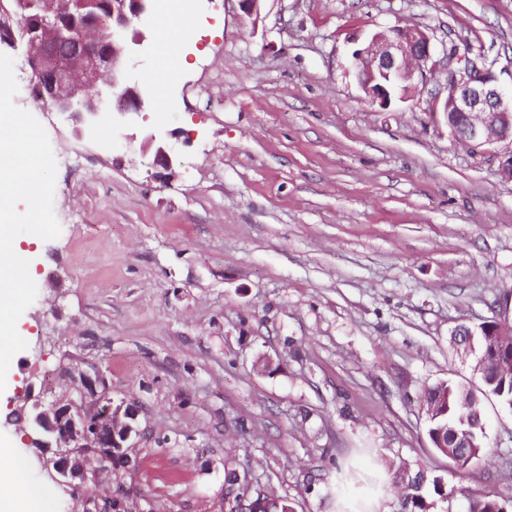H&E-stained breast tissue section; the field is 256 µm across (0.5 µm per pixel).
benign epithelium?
Here are the masks:
<instances>
[{
	"label": "benign epithelium",
	"mask_w": 512,
	"mask_h": 512,
	"mask_svg": "<svg viewBox=\"0 0 512 512\" xmlns=\"http://www.w3.org/2000/svg\"><path fill=\"white\" fill-rule=\"evenodd\" d=\"M152 2L133 0L134 8L128 13L125 0H114L112 23L105 28L95 17L73 16L58 0H45L44 16L36 25L21 11L8 17L10 30L26 38L27 63L51 110L69 115L77 124L111 108L115 97L124 103L122 113L144 111L145 102L127 83L125 71L131 46L144 39L133 28V20L148 15ZM57 41L75 43L76 56L65 63L58 61L49 52ZM431 58L426 32L392 27L373 34L354 50L352 65L369 102L386 109L395 96L406 98L415 75ZM434 111L442 113L454 135L455 122L461 123L459 141L467 148L512 141V89L502 88L492 72L470 60L460 74H451L445 98L434 97ZM149 140L157 142L153 164L172 169L171 147L153 135ZM451 339L457 352L475 356L474 371L480 374L512 369V316L506 312L479 325L459 324L451 331ZM73 380L77 396L66 401L48 400L27 386L19 413L28 428L24 437L42 451L44 467L54 472L58 484L78 492L92 489L101 474L112 472L107 454L130 463L127 449L138 430L132 407L108 397L87 401L100 381L99 371L78 369ZM76 448H107L109 453L76 457ZM250 490L251 482L238 477L227 488L224 503L233 512H258L257 501L249 500Z\"/></svg>",
	"instance_id": "benign-epithelium-1"
}]
</instances>
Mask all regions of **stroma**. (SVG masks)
I'll return each mask as SVG.
<instances>
[{"mask_svg":"<svg viewBox=\"0 0 512 512\" xmlns=\"http://www.w3.org/2000/svg\"><path fill=\"white\" fill-rule=\"evenodd\" d=\"M161 15L137 25L130 85L158 63ZM172 18L188 65L145 112L47 131L54 154L95 164L57 169L61 234L31 256L0 442L50 512H71L6 415L27 385L65 400L67 368L97 369L98 393L138 413L132 468L99 486L134 490L133 512H219L230 470L295 512H401L404 469L439 480L426 512H461L459 488L512 500V411L484 398L486 453L458 473L420 408L429 386L473 379L454 326L512 295V144L464 148L433 110L455 54L512 85V0H261L254 21L236 0H188ZM393 26L433 53L382 110L349 61Z\"/></svg>","mask_w":512,"mask_h":512,"instance_id":"1","label":"stroma"}]
</instances>
